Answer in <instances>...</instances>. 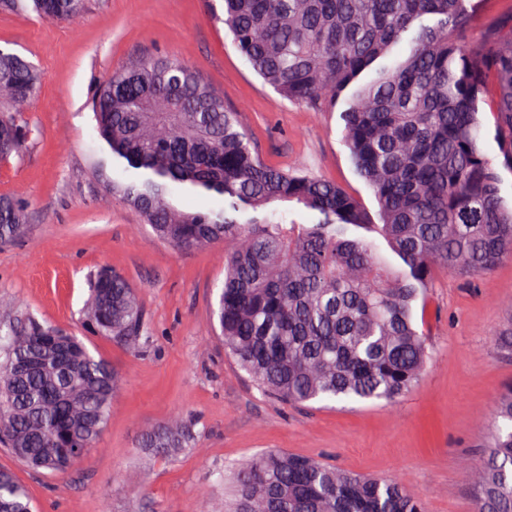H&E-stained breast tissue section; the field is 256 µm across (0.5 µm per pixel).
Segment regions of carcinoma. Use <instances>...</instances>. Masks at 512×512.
Wrapping results in <instances>:
<instances>
[{
  "label": "carcinoma",
  "mask_w": 512,
  "mask_h": 512,
  "mask_svg": "<svg viewBox=\"0 0 512 512\" xmlns=\"http://www.w3.org/2000/svg\"><path fill=\"white\" fill-rule=\"evenodd\" d=\"M486 2L224 0V27L263 84L312 110L342 106L373 211L334 182L263 162L238 113L179 57L137 59L97 89L94 132L112 162V194L177 248L224 241L214 328L262 391L292 404L405 395L430 358L415 312L436 271L488 273L512 254L500 175L512 171V4L478 27ZM0 8L68 23L87 0ZM404 41L409 51L394 56ZM42 80L0 49V162L29 142L24 116ZM482 103L494 116V156L478 145ZM187 195L217 208L186 210ZM28 220L26 203L0 194V243L22 236ZM87 319L128 349L150 342L137 295L110 271L93 277ZM120 385L79 337L0 298V440L27 467L68 471L74 449L97 444ZM497 418L487 456L471 467L476 512H512V389ZM191 440L175 415L142 446L172 457ZM237 493V512H422L395 480L281 451L244 463ZM0 512H34L4 469Z\"/></svg>",
  "instance_id": "1"
}]
</instances>
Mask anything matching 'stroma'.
I'll return each instance as SVG.
<instances>
[{
    "label": "stroma",
    "mask_w": 512,
    "mask_h": 512,
    "mask_svg": "<svg viewBox=\"0 0 512 512\" xmlns=\"http://www.w3.org/2000/svg\"><path fill=\"white\" fill-rule=\"evenodd\" d=\"M222 7L88 0L62 25L0 10V48L44 74L26 114L31 142L0 164V193L22 197L31 211L23 237L0 244V296L83 337L123 377L99 441L68 472L30 471L1 447L0 468L28 488L36 512H212L232 499L245 460L288 451L396 480L423 512H474L469 467L486 454L497 398L512 386V356L496 342L512 329V256L487 274H437L427 297L430 360L404 397L301 408L262 392L212 330L223 241L178 250L108 188L93 93L134 57L173 54L223 93L265 162L334 181L374 207L338 111H312L265 86L213 17ZM103 268L128 281L146 312L151 340L141 351L85 326L91 279ZM176 414L193 428L194 446L174 459L147 455L142 433Z\"/></svg>",
    "instance_id": "1"
}]
</instances>
